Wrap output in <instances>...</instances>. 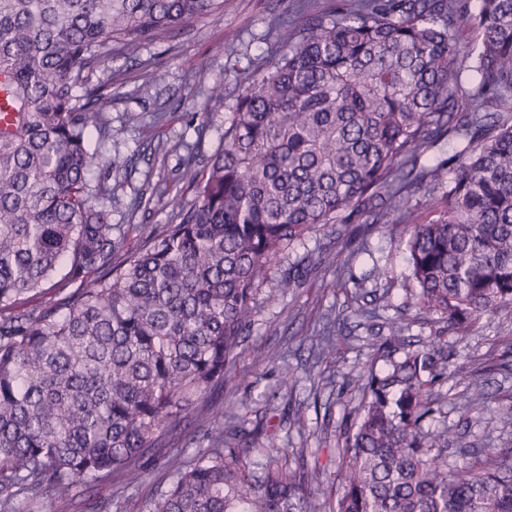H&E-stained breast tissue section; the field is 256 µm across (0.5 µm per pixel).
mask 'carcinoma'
<instances>
[{
    "mask_svg": "<svg viewBox=\"0 0 512 512\" xmlns=\"http://www.w3.org/2000/svg\"><path fill=\"white\" fill-rule=\"evenodd\" d=\"M222 15L224 0H0V507L26 493L68 512L76 482H134L191 412L224 415L207 393L268 271L370 201L367 223L406 234L420 311L460 332L512 311V0H362L280 26L222 147L199 170L183 160L194 200L168 198L175 222L124 249L92 202L112 199L89 147L111 136L112 78L93 75ZM443 139L461 145L453 165H419ZM424 182L428 222L412 204ZM62 266L53 299L30 303ZM385 328L403 357L370 374L340 484L272 444L252 460L221 424L152 512H512V448L449 459L451 429L425 427L445 403L439 350L407 349L399 318Z\"/></svg>",
    "mask_w": 512,
    "mask_h": 512,
    "instance_id": "cac0c4a2",
    "label": "carcinoma"
}]
</instances>
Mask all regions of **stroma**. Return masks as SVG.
<instances>
[{
  "label": "stroma",
  "instance_id": "obj_1",
  "mask_svg": "<svg viewBox=\"0 0 512 512\" xmlns=\"http://www.w3.org/2000/svg\"><path fill=\"white\" fill-rule=\"evenodd\" d=\"M351 0H226L224 14L176 29L165 40L143 49L138 59H114L119 72L106 109L112 136L106 143L91 140L107 162L104 171L120 202L112 209L127 249L139 246L156 224L173 216L159 190L180 193L192 202L181 158L185 143H197L198 164L220 146L247 75L270 63L278 43L279 25L334 7L350 8ZM222 90L210 97L211 88ZM142 114L140 125L128 124V113ZM151 199L147 212L132 214L128 205L139 196ZM358 233L338 246L335 228L328 227L296 244L290 261H302L300 288L279 293V270H271L257 297L248 337L233 367L209 399L223 410L225 420L257 431L256 447L275 442L295 452L305 450L318 464L325 483L338 479L336 448L350 425L351 412L364 395L369 374L387 369L396 359L382 347L386 319L402 318L412 348L435 343L447 359V375L439 385L448 403L439 408L431 429H452L472 448L495 441L512 448V371L499 370L501 359L512 360V315H485L460 334L435 314H423L409 304V270L405 244L396 230L353 221ZM340 247L336 265H318L321 251ZM383 276L376 279L372 268ZM345 288H337V280ZM389 291L391 305L378 307L376 297ZM336 323L335 353L317 357L325 326ZM291 381L282 382V371ZM480 383L485 393L481 410L468 406L469 386ZM302 412L303 425L271 426V416ZM213 417L192 415L162 446L143 460V476L135 483L102 481L75 483L69 512H150L173 479L172 459L193 461L208 447L204 436Z\"/></svg>",
  "mask_w": 512,
  "mask_h": 512
}]
</instances>
